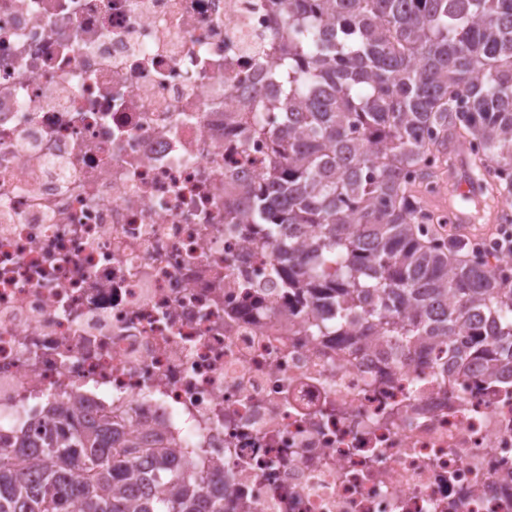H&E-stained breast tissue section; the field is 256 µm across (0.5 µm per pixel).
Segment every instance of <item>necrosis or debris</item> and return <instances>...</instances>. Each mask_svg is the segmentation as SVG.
<instances>
[{
	"label": "necrosis or debris",
	"mask_w": 512,
	"mask_h": 512,
	"mask_svg": "<svg viewBox=\"0 0 512 512\" xmlns=\"http://www.w3.org/2000/svg\"><path fill=\"white\" fill-rule=\"evenodd\" d=\"M272 0H0V454L111 415L226 512H512V378L321 336L235 185Z\"/></svg>",
	"instance_id": "1"
}]
</instances>
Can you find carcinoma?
I'll use <instances>...</instances> for the list:
<instances>
[{"label": "carcinoma", "mask_w": 512, "mask_h": 512, "mask_svg": "<svg viewBox=\"0 0 512 512\" xmlns=\"http://www.w3.org/2000/svg\"><path fill=\"white\" fill-rule=\"evenodd\" d=\"M268 66L277 94L244 113L288 131L244 190L252 223L288 227L274 249L288 292L336 306L406 353L469 336V353L512 367V281L443 241L424 195L452 146L480 187L476 218L512 224V0H277ZM21 457L0 460V512H224V476L197 481L186 460L122 436L112 418L58 413Z\"/></svg>", "instance_id": "carcinoma-1"}]
</instances>
